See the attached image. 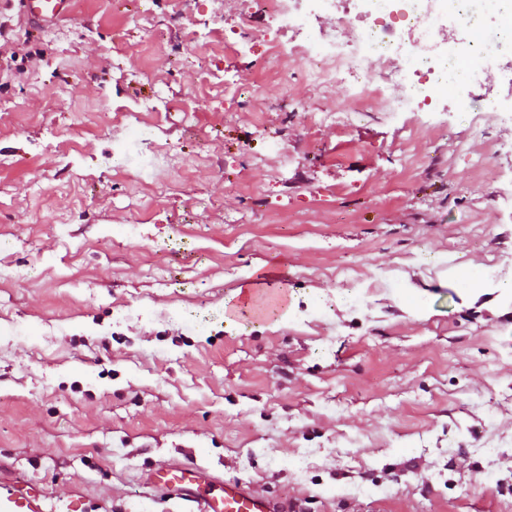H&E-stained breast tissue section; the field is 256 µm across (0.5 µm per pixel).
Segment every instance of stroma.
<instances>
[{
	"label": "stroma",
	"mask_w": 512,
	"mask_h": 512,
	"mask_svg": "<svg viewBox=\"0 0 512 512\" xmlns=\"http://www.w3.org/2000/svg\"><path fill=\"white\" fill-rule=\"evenodd\" d=\"M288 38L243 0H0L1 491L192 512L149 481L175 462L290 512H512V113L358 111L268 71ZM143 129L162 195L112 168ZM280 264L292 321L226 328ZM30 16L37 20L51 21L69 11L70 0H27Z\"/></svg>",
	"instance_id": "stroma-1"
}]
</instances>
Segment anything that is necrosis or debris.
Segmentation results:
<instances>
[{"label":"necrosis or debris","mask_w":512,"mask_h":512,"mask_svg":"<svg viewBox=\"0 0 512 512\" xmlns=\"http://www.w3.org/2000/svg\"><path fill=\"white\" fill-rule=\"evenodd\" d=\"M397 14L376 9L375 0H356L355 10L341 8L340 0H260L262 11L271 23L298 32L310 17L323 12L336 15L337 32L317 39L292 42L290 46L270 42L266 50L271 65H278L282 56H289L300 67L304 79L312 86L330 89L347 84L354 100L396 115L415 111L428 101L449 65L467 68L469 80L462 89L468 99L486 112L505 111L498 98L477 93L479 76L488 67L494 51L487 43L468 40L458 46H441L438 10L432 0H403ZM364 23L356 38L341 39L340 31L355 30ZM407 43H400V35ZM386 64L384 82L371 74L372 58Z\"/></svg>","instance_id":"4bbe7bcc"}]
</instances>
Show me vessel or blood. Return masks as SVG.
I'll return each instance as SVG.
<instances>
[{"label": "vessel or blood", "mask_w": 512, "mask_h": 512, "mask_svg": "<svg viewBox=\"0 0 512 512\" xmlns=\"http://www.w3.org/2000/svg\"><path fill=\"white\" fill-rule=\"evenodd\" d=\"M70 0H28L32 18L51 21L66 14ZM152 482L165 493L196 502L199 512H276L271 499L248 491L242 482L216 478L198 465L166 463L155 468ZM35 486H13L0 494V512H43Z\"/></svg>", "instance_id": "vessel-or-blood-1"}]
</instances>
